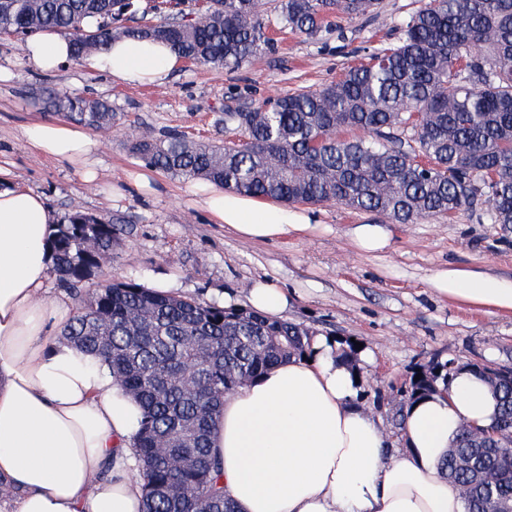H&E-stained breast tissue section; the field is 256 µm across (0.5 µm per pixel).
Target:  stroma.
<instances>
[{"label": "stroma", "mask_w": 512, "mask_h": 512, "mask_svg": "<svg viewBox=\"0 0 512 512\" xmlns=\"http://www.w3.org/2000/svg\"><path fill=\"white\" fill-rule=\"evenodd\" d=\"M425 3L381 0L378 14L341 20L339 29L315 40L277 28L273 48L247 65L210 68L187 61L164 83L147 86L94 73L77 61L38 71L14 36L0 34V168L15 183L42 193L58 223L76 212L116 222L122 233L95 281L132 279L174 296L244 308L262 280L287 291L284 321L361 342L372 355L360 367L364 400L391 451L403 452L394 425L395 389L417 367L434 359L512 367V313L450 300L430 285L435 273L451 266L512 279V234L503 235L477 210L391 225L389 248L366 253L349 231L382 223V216L324 203L305 206L314 224L306 234L247 241L211 220L197 182L155 169L150 189L132 185L130 173L146 168L129 153L127 139L141 128L206 141L236 138L233 127L217 123L226 110L335 81L347 67L367 62L375 48L396 43L401 21ZM47 90L104 98L119 113L112 130L96 136L97 183H84L74 167L26 144L23 128L49 118L40 101Z\"/></svg>", "instance_id": "obj_1"}]
</instances>
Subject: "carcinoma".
<instances>
[{
  "label": "carcinoma",
  "instance_id": "cac0c4a2",
  "mask_svg": "<svg viewBox=\"0 0 512 512\" xmlns=\"http://www.w3.org/2000/svg\"><path fill=\"white\" fill-rule=\"evenodd\" d=\"M380 0H279L282 29L317 37L331 18L378 13ZM154 20H147L148 14ZM264 0H0V32L28 39L67 33L73 60L126 37L164 40L211 68L239 67L273 47ZM97 26L87 30L83 21ZM43 108L96 132L118 119L101 98L50 91ZM238 141L224 145L145 131L131 152L187 181L285 204L337 203L392 223L451 218L480 208L512 232V0H429L403 20L397 44L313 90L224 113ZM362 135L355 136L353 132ZM116 225L75 213L56 225L53 272L76 301L63 335L102 358L138 400L133 448L144 483L141 512H236L213 451L224 400L272 366L305 354L314 332L252 309L224 308L151 290L133 280L91 282L112 257ZM498 412L463 424L442 473L465 512L512 507V370L492 377ZM453 360L431 362L398 391L395 427L417 398L448 392Z\"/></svg>",
  "mask_w": 512,
  "mask_h": 512
}]
</instances>
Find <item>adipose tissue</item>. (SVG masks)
Wrapping results in <instances>:
<instances>
[{"label":"adipose tissue","mask_w":512,"mask_h":512,"mask_svg":"<svg viewBox=\"0 0 512 512\" xmlns=\"http://www.w3.org/2000/svg\"><path fill=\"white\" fill-rule=\"evenodd\" d=\"M68 37L29 41L28 62L53 71L70 58ZM182 63L161 41L128 39L87 58L129 85L163 82ZM33 150L98 179L96 142L61 120L27 126ZM201 203L242 239L267 241L311 228V218L209 186ZM55 214L42 195L0 185V497L10 512H140L144 493L132 439L141 409L100 358L56 328L71 315L47 288ZM448 299L512 311V280L462 268L431 280ZM356 372L336 342L315 338L306 356L249 381L224 401L214 449L224 493L239 512H465L442 463L461 424L485 426L496 404L463 369L405 412L404 452L391 453L378 419L357 401Z\"/></svg>","instance_id":"ef3b65f1"}]
</instances>
